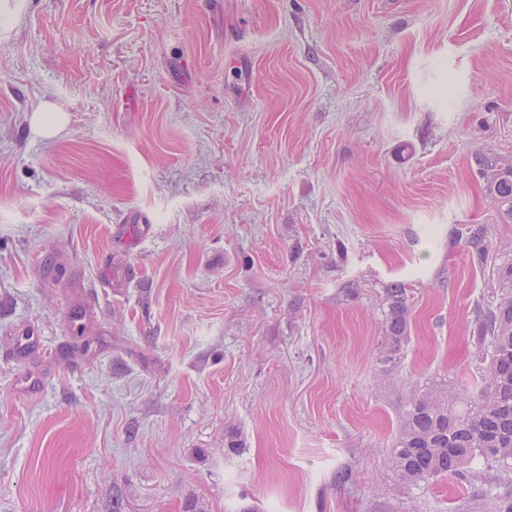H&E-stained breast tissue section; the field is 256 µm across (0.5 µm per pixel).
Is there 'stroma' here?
<instances>
[{"label": "stroma", "mask_w": 512, "mask_h": 512, "mask_svg": "<svg viewBox=\"0 0 512 512\" xmlns=\"http://www.w3.org/2000/svg\"><path fill=\"white\" fill-rule=\"evenodd\" d=\"M44 102L66 115L51 139ZM479 153L512 162V0H0V512L512 493L485 465L388 492L405 388L455 395L484 367L512 224ZM115 261L129 287L103 286ZM26 324L39 354L5 357ZM33 368L41 393L17 395ZM33 130L43 138L56 136L63 128L66 118L63 112H59L50 102H44L37 107L31 116ZM387 311L385 313L384 337L387 361L395 360L408 339L407 290L401 283H393L385 291Z\"/></svg>", "instance_id": "stroma-1"}]
</instances>
